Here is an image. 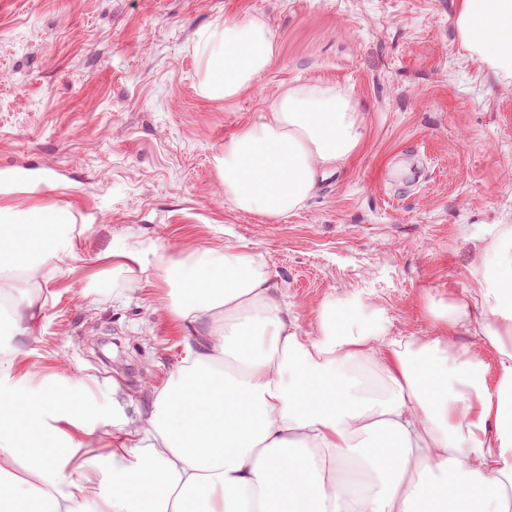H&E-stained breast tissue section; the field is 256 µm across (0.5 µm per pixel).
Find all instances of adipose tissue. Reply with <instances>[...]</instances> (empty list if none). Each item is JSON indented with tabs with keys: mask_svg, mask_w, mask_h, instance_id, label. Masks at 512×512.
Listing matches in <instances>:
<instances>
[{
	"mask_svg": "<svg viewBox=\"0 0 512 512\" xmlns=\"http://www.w3.org/2000/svg\"><path fill=\"white\" fill-rule=\"evenodd\" d=\"M466 50L512 79V0H461ZM199 89L231 101L271 68L260 19L199 31ZM366 136L348 90L286 86L259 122L214 158L235 210L277 222L347 170ZM85 230L69 207L0 206V334L33 335L46 272L74 257ZM112 274L152 272L156 308L191 327L182 365L138 419L120 399L100 431L112 474L84 456L88 410L59 371L16 387L0 356V512H512V226L473 268L474 291L430 304L444 336L396 334L362 294L329 298L314 332L292 314L260 255L126 240ZM495 383H488V375Z\"/></svg>",
	"mask_w": 512,
	"mask_h": 512,
	"instance_id": "adipose-tissue-1",
	"label": "adipose tissue"
}]
</instances>
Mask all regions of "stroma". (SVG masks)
Here are the masks:
<instances>
[{"label": "stroma", "instance_id": "stroma-1", "mask_svg": "<svg viewBox=\"0 0 512 512\" xmlns=\"http://www.w3.org/2000/svg\"><path fill=\"white\" fill-rule=\"evenodd\" d=\"M460 0H0V196L72 206L89 224L47 282L19 372L51 377L94 415L144 412L185 357L189 328L157 312L151 274L113 283L98 257L127 237L263 256L313 330L322 301L362 293L394 332L441 328L430 301L474 288L496 225H512V83L460 44ZM263 19L270 70L205 99L195 45L215 22ZM348 89L367 136L351 167L278 223L224 199L214 158L288 84Z\"/></svg>", "mask_w": 512, "mask_h": 512}]
</instances>
